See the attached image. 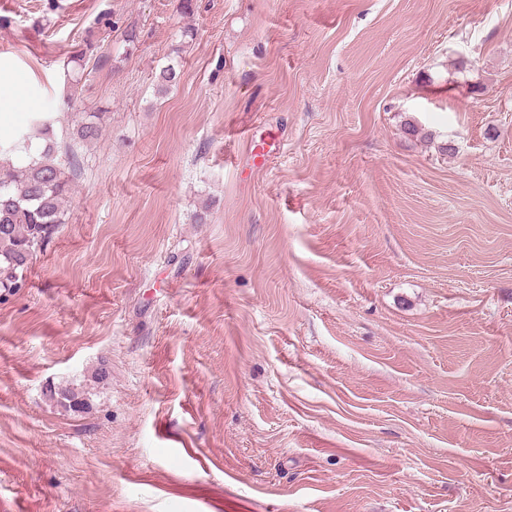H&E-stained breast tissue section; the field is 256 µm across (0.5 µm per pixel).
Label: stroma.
<instances>
[{
    "instance_id": "obj_1",
    "label": "stroma",
    "mask_w": 512,
    "mask_h": 512,
    "mask_svg": "<svg viewBox=\"0 0 512 512\" xmlns=\"http://www.w3.org/2000/svg\"><path fill=\"white\" fill-rule=\"evenodd\" d=\"M194 4L0 0L5 142L110 58L0 300V512H512V0ZM88 47L86 50L78 49L72 52L69 60L67 61L66 68H64L65 82L67 84V106L69 112L72 114L74 130L76 137L82 142H92L99 137L100 126L98 123L99 117L97 113H87L81 111L77 106L78 87L83 77L86 80L85 69L87 60L90 55H87Z\"/></svg>"
}]
</instances>
